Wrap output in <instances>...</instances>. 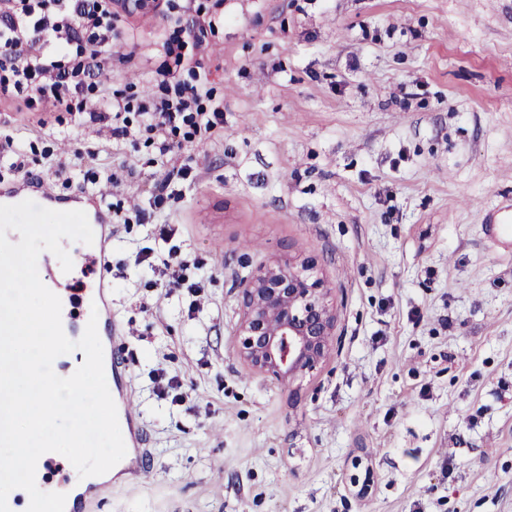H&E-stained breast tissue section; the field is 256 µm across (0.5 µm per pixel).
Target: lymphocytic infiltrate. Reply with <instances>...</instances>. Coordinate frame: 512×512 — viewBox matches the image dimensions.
<instances>
[{
  "instance_id": "1",
  "label": "lymphocytic infiltrate",
  "mask_w": 512,
  "mask_h": 512,
  "mask_svg": "<svg viewBox=\"0 0 512 512\" xmlns=\"http://www.w3.org/2000/svg\"><path fill=\"white\" fill-rule=\"evenodd\" d=\"M112 43V14L106 0H0V70L16 91H31L40 104L70 108L85 79H103L110 68L103 49ZM73 49L69 64L58 51ZM158 94L144 98L141 110L161 154L175 153L169 136L177 121L207 136L224 122L223 106L200 110L204 85L175 82L170 65L157 69Z\"/></svg>"
}]
</instances>
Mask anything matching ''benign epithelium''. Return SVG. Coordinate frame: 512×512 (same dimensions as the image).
Here are the masks:
<instances>
[{"label": "benign epithelium", "mask_w": 512, "mask_h": 512, "mask_svg": "<svg viewBox=\"0 0 512 512\" xmlns=\"http://www.w3.org/2000/svg\"><path fill=\"white\" fill-rule=\"evenodd\" d=\"M237 291L243 318L236 350L243 362L290 385L321 368L337 314L315 260L277 257L240 281Z\"/></svg>", "instance_id": "1"}]
</instances>
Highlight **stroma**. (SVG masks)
Wrapping results in <instances>:
<instances>
[{"instance_id": "35a3bbf8", "label": "stroma", "mask_w": 512, "mask_h": 512, "mask_svg": "<svg viewBox=\"0 0 512 512\" xmlns=\"http://www.w3.org/2000/svg\"><path fill=\"white\" fill-rule=\"evenodd\" d=\"M215 12L177 74L224 125L180 126L169 163L136 106L174 19ZM112 24L111 75L82 96L126 95L129 136L0 91V145L56 195L144 213L115 217L102 271L148 464L87 512H512V242L484 229L512 210V0H154ZM162 250L201 292L156 287ZM288 254L317 260L338 314L290 386L234 336L237 283Z\"/></svg>"}]
</instances>
